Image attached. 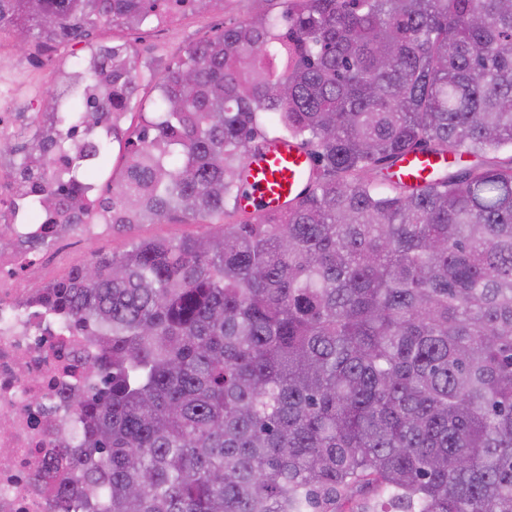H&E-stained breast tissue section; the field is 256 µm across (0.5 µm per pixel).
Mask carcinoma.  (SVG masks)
<instances>
[{
  "mask_svg": "<svg viewBox=\"0 0 512 512\" xmlns=\"http://www.w3.org/2000/svg\"><path fill=\"white\" fill-rule=\"evenodd\" d=\"M160 75L100 45L112 86L53 95L49 126L0 158L39 180L29 214L87 219L108 138L112 228L203 221L134 240L49 285L53 316L94 326L96 379L67 403L71 479L52 512H512V0H282ZM224 0H0L21 44L139 27ZM274 119L314 166L282 211L228 207ZM448 169L393 186L405 154Z\"/></svg>",
  "mask_w": 512,
  "mask_h": 512,
  "instance_id": "cac0c4a2",
  "label": "carcinoma"
}]
</instances>
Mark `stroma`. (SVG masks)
I'll list each match as a JSON object with an SVG mask.
<instances>
[{"instance_id":"obj_1","label":"stroma","mask_w":512,"mask_h":512,"mask_svg":"<svg viewBox=\"0 0 512 512\" xmlns=\"http://www.w3.org/2000/svg\"><path fill=\"white\" fill-rule=\"evenodd\" d=\"M256 6L255 0H226L223 12L217 13L189 9L179 13L166 33H158L155 24L137 28L98 25L88 40L72 41L58 45L46 59L43 67L9 68L0 71V83L11 86L17 93L16 109L20 112H39L48 93L61 89L60 68L68 60L82 56L89 45L98 43L126 44L139 64H152L163 69L182 58L192 45L221 34L224 28L234 26L249 18ZM205 224H186L174 218L164 224H141L131 229H116L105 238L93 243L60 249L57 264L71 268L85 262L91 252L119 253L131 240L137 238H178L198 236L208 232Z\"/></svg>"}]
</instances>
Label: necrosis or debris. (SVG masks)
<instances>
[{
    "label": "necrosis or debris",
    "instance_id": "4bbe7bcc",
    "mask_svg": "<svg viewBox=\"0 0 512 512\" xmlns=\"http://www.w3.org/2000/svg\"><path fill=\"white\" fill-rule=\"evenodd\" d=\"M17 173L0 166V512H49L42 475L58 454L64 398L94 356L80 328L48 315L47 271L28 245L44 227L20 209Z\"/></svg>",
    "mask_w": 512,
    "mask_h": 512
}]
</instances>
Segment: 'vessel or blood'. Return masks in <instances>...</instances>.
Segmentation results:
<instances>
[{"instance_id":"obj_1","label":"vessel or blood","mask_w":512,"mask_h":512,"mask_svg":"<svg viewBox=\"0 0 512 512\" xmlns=\"http://www.w3.org/2000/svg\"><path fill=\"white\" fill-rule=\"evenodd\" d=\"M445 163V158L437 154L415 152L402 157L395 171L399 182L418 185ZM311 177V158L298 142L274 139L261 143L249 159L238 205L249 212L280 209L301 197Z\"/></svg>"}]
</instances>
